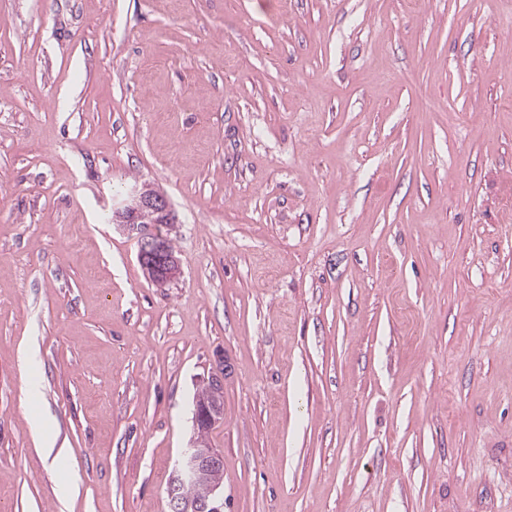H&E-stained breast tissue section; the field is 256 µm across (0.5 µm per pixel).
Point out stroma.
Segmentation results:
<instances>
[{
	"label": "stroma",
	"mask_w": 512,
	"mask_h": 512,
	"mask_svg": "<svg viewBox=\"0 0 512 512\" xmlns=\"http://www.w3.org/2000/svg\"><path fill=\"white\" fill-rule=\"evenodd\" d=\"M217 371L224 512H512V0H0V506L167 512ZM112 219V216L110 217ZM169 204L164 194L149 185L134 190L130 199L113 209L114 224H122L136 234L137 258L150 282L163 287L181 274L172 244L160 230L161 224H171ZM169 247V248H168ZM204 388L210 394L209 400L200 401L194 398L193 401V425L196 434L204 433L206 436L208 427L215 426L224 419V374L223 372L211 374L205 381Z\"/></svg>",
	"instance_id": "stroma-1"
}]
</instances>
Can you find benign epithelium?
Returning a JSON list of instances; mask_svg holds the SVG:
<instances>
[{
  "label": "benign epithelium",
  "mask_w": 512,
  "mask_h": 512,
  "mask_svg": "<svg viewBox=\"0 0 512 512\" xmlns=\"http://www.w3.org/2000/svg\"><path fill=\"white\" fill-rule=\"evenodd\" d=\"M112 222L136 234L137 258L153 285L163 287L181 274L179 260L170 252L167 236L159 230V226L171 223L164 194L142 186L133 191L128 201L113 209ZM204 388L210 394L209 400L193 401V425L198 434L224 419V370L210 375ZM221 465L219 451L191 440L175 465L173 477L177 482L166 491L168 512H223L224 492L219 483L211 487V501L198 506L186 505L179 493V485L199 479Z\"/></svg>",
  "instance_id": "obj_1"
}]
</instances>
